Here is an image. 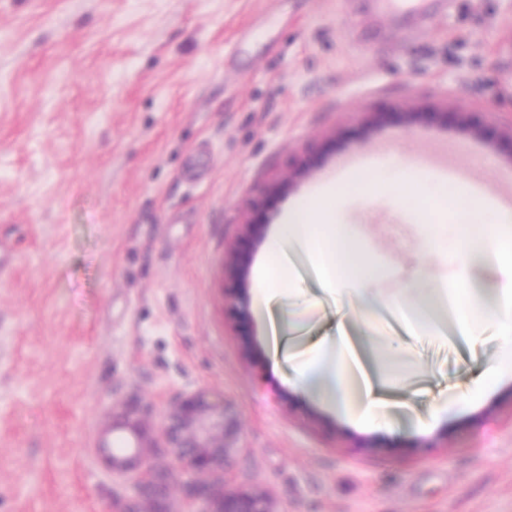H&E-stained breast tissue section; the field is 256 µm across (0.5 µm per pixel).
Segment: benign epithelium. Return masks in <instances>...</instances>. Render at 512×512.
Returning a JSON list of instances; mask_svg holds the SVG:
<instances>
[{
    "instance_id": "1",
    "label": "benign epithelium",
    "mask_w": 512,
    "mask_h": 512,
    "mask_svg": "<svg viewBox=\"0 0 512 512\" xmlns=\"http://www.w3.org/2000/svg\"><path fill=\"white\" fill-rule=\"evenodd\" d=\"M265 234V225L247 220L241 224L240 237L254 243ZM229 277L238 288L228 295L229 305L240 314L247 307L246 281L249 256L235 245L227 251ZM126 427L148 448L168 449L175 469L193 482L191 501L165 512H281L271 492L257 484H230L229 467L247 446L243 428L234 408L214 399L207 391L186 394L169 408L166 422L159 432L146 433L139 420L125 414ZM113 467L119 471H136V484L161 494L166 491L165 475L137 451Z\"/></svg>"
}]
</instances>
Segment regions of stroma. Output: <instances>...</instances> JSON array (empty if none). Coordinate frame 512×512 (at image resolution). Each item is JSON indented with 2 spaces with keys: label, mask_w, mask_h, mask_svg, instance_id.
<instances>
[{
  "label": "stroma",
  "mask_w": 512,
  "mask_h": 512,
  "mask_svg": "<svg viewBox=\"0 0 512 512\" xmlns=\"http://www.w3.org/2000/svg\"><path fill=\"white\" fill-rule=\"evenodd\" d=\"M462 113L512 127V0L420 17L372 0H0V512H165L97 445L118 412L149 409L153 432L199 389L241 420L232 482L284 512H512L500 275L463 268L450 215L404 207L454 174L489 201L480 234L512 238L495 211L512 162ZM299 159L311 175L271 193ZM361 165L397 183L342 208L371 288L278 243L283 284L235 321L224 253L243 220L266 227L245 246L256 269L289 207ZM470 288L474 336L455 304ZM333 342L382 413L301 387Z\"/></svg>",
  "instance_id": "1"
}]
</instances>
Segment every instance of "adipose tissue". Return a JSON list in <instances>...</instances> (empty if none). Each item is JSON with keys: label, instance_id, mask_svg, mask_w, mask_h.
<instances>
[{"label": "adipose tissue", "instance_id": "1", "mask_svg": "<svg viewBox=\"0 0 512 512\" xmlns=\"http://www.w3.org/2000/svg\"><path fill=\"white\" fill-rule=\"evenodd\" d=\"M384 189V184L372 179L367 167H357L353 172L338 177L334 182L323 186L319 191L289 208L280 224L278 237L307 245L312 240L315 226H323L329 245L337 244L341 247L337 255L339 271L352 279L363 278L368 259L347 234L345 225L340 220V207L349 196H368ZM430 200L436 207L445 202L451 203L452 213L458 223L478 224L482 221L481 191L469 184L453 178H442L434 186ZM465 257L469 260H489L497 266L505 298L499 310V317L504 328L512 334V251L505 250L499 239L493 238L483 242L469 234L465 237ZM323 370L327 371L331 378L329 387L320 393L323 401L340 405L350 413L364 415L369 412V405L355 402L346 377L344 360L339 352L318 350L309 362L299 368L298 375L311 387Z\"/></svg>", "mask_w": 512, "mask_h": 512}]
</instances>
